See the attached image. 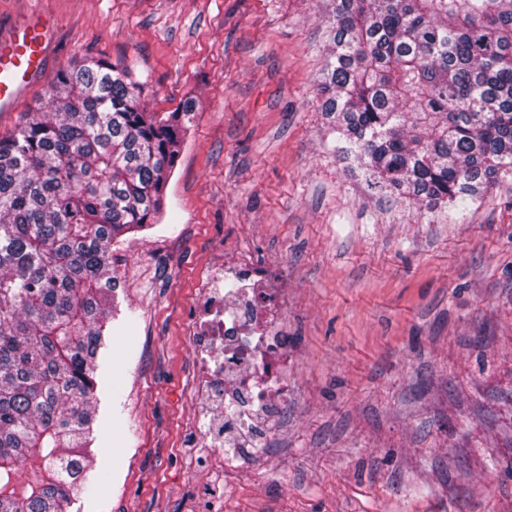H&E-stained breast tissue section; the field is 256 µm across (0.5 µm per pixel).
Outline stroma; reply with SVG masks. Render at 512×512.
<instances>
[{"instance_id":"1","label":"stroma","mask_w":512,"mask_h":512,"mask_svg":"<svg viewBox=\"0 0 512 512\" xmlns=\"http://www.w3.org/2000/svg\"><path fill=\"white\" fill-rule=\"evenodd\" d=\"M330 0H0L41 12L45 74L130 67L148 111L196 102L164 217L112 248L97 356L95 495L66 512H209L189 328L211 267L249 252L288 282L292 393L223 512H512V171L427 208L350 173L322 111Z\"/></svg>"}]
</instances>
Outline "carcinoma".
<instances>
[{"label": "carcinoma", "instance_id": "carcinoma-1", "mask_svg": "<svg viewBox=\"0 0 512 512\" xmlns=\"http://www.w3.org/2000/svg\"><path fill=\"white\" fill-rule=\"evenodd\" d=\"M323 112L366 181L427 205L512 170V0H333ZM132 71H59L0 137V512H66L91 468L112 245L157 223L195 101Z\"/></svg>", "mask_w": 512, "mask_h": 512}]
</instances>
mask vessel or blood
Instances as JSON below:
<instances>
[{
	"instance_id": "b4317fda",
	"label": "vessel or blood",
	"mask_w": 512,
	"mask_h": 512,
	"mask_svg": "<svg viewBox=\"0 0 512 512\" xmlns=\"http://www.w3.org/2000/svg\"><path fill=\"white\" fill-rule=\"evenodd\" d=\"M51 42L36 24L13 27L7 41H0V112L11 111L19 97L43 73Z\"/></svg>"
}]
</instances>
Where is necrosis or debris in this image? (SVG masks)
Here are the masks:
<instances>
[{
    "instance_id": "1",
    "label": "necrosis or debris",
    "mask_w": 512,
    "mask_h": 512,
    "mask_svg": "<svg viewBox=\"0 0 512 512\" xmlns=\"http://www.w3.org/2000/svg\"><path fill=\"white\" fill-rule=\"evenodd\" d=\"M196 308L189 331L197 361L193 401L208 420L198 436L199 449L222 463L219 475L208 477L199 493L220 506L238 478L237 466L223 458L224 449L256 456L288 404V332L281 320L288 289L283 279L241 252L210 270Z\"/></svg>"
}]
</instances>
